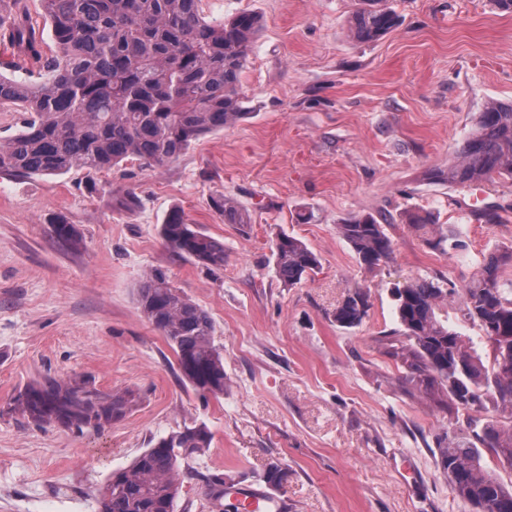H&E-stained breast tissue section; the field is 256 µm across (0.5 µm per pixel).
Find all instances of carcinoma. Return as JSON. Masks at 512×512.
<instances>
[{
  "label": "carcinoma",
  "instance_id": "carcinoma-1",
  "mask_svg": "<svg viewBox=\"0 0 512 512\" xmlns=\"http://www.w3.org/2000/svg\"><path fill=\"white\" fill-rule=\"evenodd\" d=\"M22 0H0V42L38 69L39 79L0 72V105L24 110L19 129L0 140V174L58 176L72 170L107 171L124 163L163 167L185 154L205 134L239 120V84L261 16L242 11L213 24L202 16V0H39L50 22L55 54L47 55L42 34ZM399 23L380 0L357 10L350 37L373 42ZM450 185L471 187L495 176L512 178V102L490 100L477 113L460 158L430 172ZM213 207L226 224H245L246 211L222 196ZM409 224L432 248L452 254L464 247L457 235L410 212ZM338 232L358 260L373 270L392 252L384 225L372 215L343 220ZM58 239L79 241L74 225L60 218ZM160 237L178 258L208 270L224 267V243L186 222L178 209L160 225ZM275 273L290 286L320 266L307 244L281 232L272 246ZM512 247L489 253L478 275L463 287V318L479 327L492 351L485 366L448 327L440 311L445 282L420 277L395 289L396 314L407 344L393 347L411 380L426 383L457 409L466 426L448 439L441 466L453 492L473 508L512 512V488L482 466L485 448L512 458V427L469 415L491 404L512 419ZM142 316L165 338L179 375L202 396L224 395V355L214 344L209 313L174 288L166 273L149 270L137 289ZM366 292L357 288L336 307L342 327L367 316ZM139 402L132 391L102 396L75 378L46 379L27 386L15 409L35 425L57 423L81 430L101 428ZM211 443L205 426H186L158 438L132 463L112 473L97 499L98 512H175L184 484L200 480L211 512H239L224 504V473L204 474L194 466Z\"/></svg>",
  "mask_w": 512,
  "mask_h": 512
}]
</instances>
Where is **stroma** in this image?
Here are the masks:
<instances>
[{"instance_id":"1","label":"stroma","mask_w":512,"mask_h":512,"mask_svg":"<svg viewBox=\"0 0 512 512\" xmlns=\"http://www.w3.org/2000/svg\"><path fill=\"white\" fill-rule=\"evenodd\" d=\"M383 3L401 23L363 44L347 36L361 0H202L213 23L242 10L264 20L233 126L161 168L0 175V512H96L113 471L195 424L212 434L201 472L259 487L278 462L288 512H474L440 465L463 414L410 382L387 342L400 336L393 288L421 276L454 283L449 327L480 334L463 319L461 289L483 254L512 246V180L461 188L428 174L458 160L487 101H512V14L492 0ZM125 188L138 196L128 209L114 200ZM221 195L248 223H225L212 206ZM175 208L223 242V269L168 250L159 227ZM409 211L431 213L465 250L431 249ZM364 214L393 247L372 271L337 231ZM60 217L79 248L55 236ZM281 232L320 257L294 286L273 266ZM154 268L209 312L222 397L184 383L142 317L137 289ZM357 286L368 315L340 327L336 306ZM46 376L141 401L99 429L37 426L14 400Z\"/></svg>"}]
</instances>
